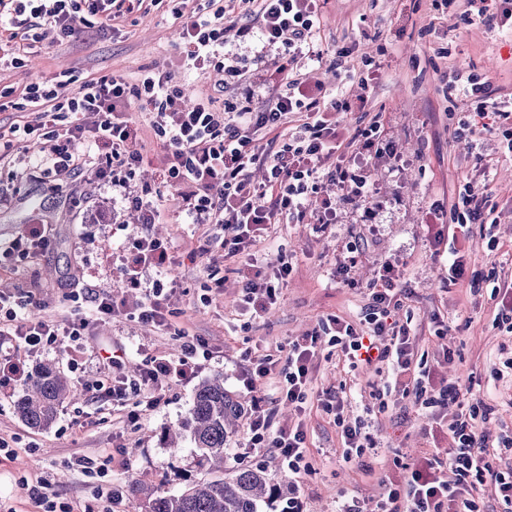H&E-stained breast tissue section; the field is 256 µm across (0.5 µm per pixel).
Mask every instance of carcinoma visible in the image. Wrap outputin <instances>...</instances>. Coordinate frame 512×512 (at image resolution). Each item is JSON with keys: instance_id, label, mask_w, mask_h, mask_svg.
Segmentation results:
<instances>
[{"instance_id": "carcinoma-1", "label": "carcinoma", "mask_w": 512, "mask_h": 512, "mask_svg": "<svg viewBox=\"0 0 512 512\" xmlns=\"http://www.w3.org/2000/svg\"><path fill=\"white\" fill-rule=\"evenodd\" d=\"M77 392L54 363L40 366L25 384L16 403L19 419L32 430L49 429L57 406ZM242 408L224 390V377L206 379L195 389L193 401L179 427L165 433L179 449L187 435L201 460L224 469V456ZM134 498L145 499L144 512H263L281 497L279 482L265 469L241 468L227 479L197 481L178 493L145 491L131 486Z\"/></svg>"}]
</instances>
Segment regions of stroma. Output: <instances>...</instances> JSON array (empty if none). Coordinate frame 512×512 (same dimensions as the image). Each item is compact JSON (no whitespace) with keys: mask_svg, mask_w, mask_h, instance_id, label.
Returning a JSON list of instances; mask_svg holds the SVG:
<instances>
[{"mask_svg":"<svg viewBox=\"0 0 512 512\" xmlns=\"http://www.w3.org/2000/svg\"><path fill=\"white\" fill-rule=\"evenodd\" d=\"M466 8L465 0H453L446 8L435 0H324L315 41L322 49L344 47L348 53L335 68L309 63L298 72L306 86L350 101L351 111L342 116L348 129L379 118L384 144L397 151L398 160L367 166L374 190L371 212L341 201L333 224L279 226V247L269 250L267 259L276 261L283 250L296 256L298 267L277 304L250 321L239 307L240 275L219 261L204 267L195 255L198 228L184 223L176 190H165L153 230L171 240L176 262L168 276L184 285L171 307L185 334L207 341L208 358L200 360L192 381L172 387L168 405L135 429L127 427L120 405L90 389V382L100 376L90 360L69 375L78 399L64 401L46 431L27 428L15 415L21 387L1 385L0 438L12 442L13 448L0 454V512H44L29 498L31 485L40 478L47 480L56 508L78 504L87 512L107 507L136 512L137 501L127 491L133 482L148 490L175 492L192 481L216 479V472L197 460L191 442L176 452L167 448L162 433L185 417L197 384L219 375L243 408H251L258 394L273 408L276 425L298 418L304 422L314 467L310 474L289 473L270 449L248 448L244 423L224 461L228 473L260 466L282 478L279 507L294 498L303 512H337L343 496L362 501L386 494L403 480L406 464L420 457L446 458L448 437L442 427L450 411L422 413L395 392L385 412L366 414L372 389L386 382L387 373L349 369L335 352L323 351L310 388L338 392L346 421L368 419L383 450L381 459L343 462L341 430L316 403L299 415L279 401L272 382H265L257 394L243 384L245 353L277 354L330 315L358 323L368 302V286L385 265L394 266L400 275L405 300L397 317L409 321L417 357L423 358L434 379L458 381L471 387L473 397L493 406L480 426L486 435L494 438L512 430V375L503 371L505 360L512 357V334L496 326L500 301L491 295L493 287L512 284V154L493 134L457 137L460 121L472 119L475 104L462 94L449 102L442 93L449 76L472 73L489 80L502 98L512 97V29L461 22L459 15ZM179 42L178 27L163 9L132 15L114 35L92 22L82 27L76 41L43 40L24 66L0 67V88L19 91L64 69L80 80L117 75L134 83L143 68L154 67L170 73L190 95L217 94L220 73L190 69ZM372 68L382 80L367 91L360 79ZM125 116L137 128V144L146 156L132 182L139 190L157 183L164 149L138 101H129ZM48 147V141L31 138L0 165V243L28 224H51L57 233L53 251L0 274V292L32 296L29 313L34 317L75 309L85 314L90 306L74 301L73 283L116 292L123 274L114 255L127 237L140 233L141 223L136 212L113 198L111 180L93 172L71 180L65 192L52 191L50 179L30 164ZM469 181L487 186L500 222L470 225L464 275L452 285L448 248L438 245L430 213ZM350 247L356 250L355 262L351 282L344 285L332 272L337 257ZM210 270L223 276L224 292L208 303L203 295ZM182 342V336L164 335L119 317L93 322L82 346L89 356L100 348L117 351L122 374L133 379L146 355L179 354ZM97 412L105 413L107 423L73 433V419ZM81 457L95 459L101 473L84 472L77 464ZM116 485L124 487L123 498L108 501Z\"/></svg>","mask_w":512,"mask_h":512,"instance_id":"1","label":"stroma"}]
</instances>
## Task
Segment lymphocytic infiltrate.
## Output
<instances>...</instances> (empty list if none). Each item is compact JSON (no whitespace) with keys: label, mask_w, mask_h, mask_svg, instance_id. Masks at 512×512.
Listing matches in <instances>:
<instances>
[{"label":"lymphocytic infiltrate","mask_w":512,"mask_h":512,"mask_svg":"<svg viewBox=\"0 0 512 512\" xmlns=\"http://www.w3.org/2000/svg\"><path fill=\"white\" fill-rule=\"evenodd\" d=\"M162 2L0 0V63L22 66L48 34L58 42L75 39L87 17L98 18L102 29L110 30L129 14L150 12ZM242 2L255 24L228 17L221 0H198L193 8L187 0H173L171 14L180 22L181 52L195 70H221L240 80L242 70L222 61L227 46L252 39L262 49H277L279 57L262 81V92L247 90L241 100L204 95L190 103L170 74L152 70L136 84L120 76L91 77L69 95L61 94L56 83H31L16 105L28 118L11 126L8 135L0 134V160L10 156L27 136H42L50 149L33 166L54 178L56 190L94 167L100 178L111 179L126 204L143 212L145 224H152L160 215L152 190L130 188L145 156L135 146L136 129L120 117L127 100L136 98L167 150L162 186L180 189L187 223L216 224L223 231L218 242L204 237L199 255L222 250L224 261L241 276L243 303L257 318L277 303L294 270L293 259L285 255L277 264H265L257 244L271 242L278 224H302L310 219L318 224L335 223L340 199L369 208L373 190L366 172L353 167L346 149L355 147L361 159L381 157L382 131L375 121L346 134L337 117L350 111V102L340 95L323 99L306 89L296 72L302 61L324 60L314 40L320 26V0ZM445 92L474 99L478 119L464 123L465 132L500 135L505 150L512 153V127L504 124L512 112L498 107L490 83L471 75L462 86L448 82ZM257 168L266 171L263 181L253 178ZM328 180L335 184L339 199L325 195ZM493 212L489 195L469 182L449 208L434 210V222L448 227L449 282H457L464 274L460 232L467 225L486 223ZM54 241L52 225L30 226L0 243V269L50 250ZM118 258L124 269L120 292L136 297L137 302L128 309L113 296L97 291L90 295L95 315H124L156 331L169 332L175 316L169 301L178 288L177 281L165 279L175 263L170 241L145 231L126 241ZM398 281L392 268L384 267L369 287L359 324L327 317L306 336L289 343L280 371H273L272 356H246L247 386L278 375L281 398L301 411L313 397L309 383L323 344L335 346L353 368L388 365L395 376V389L413 405L425 409L456 406L447 428L448 456L414 464L401 487L369 504L345 501L339 512H482L480 492L485 486L512 507V470L499 466L502 456L512 455V436L489 442L478 425L488 419L491 407L480 400L461 402L455 382L432 386L426 368L415 364L407 326L390 318L392 310L403 304ZM27 306V301L0 295V337L10 341L9 347L0 349V376L20 386L26 384L25 356L44 348L66 355L69 368L78 370L79 340L88 329V319H32L25 313ZM206 355L201 338H188L179 356H148L137 383L131 384L117 373L120 357L109 354L99 357L98 365L112 371L113 377L107 382L96 380L94 387L111 398L134 390L137 399L127 420L135 425L166 405L169 389L187 380L198 359ZM272 418L265 401L256 400L248 423L249 447L274 449L292 473H311L303 424L277 428Z\"/></svg>","instance_id":"f902f5d3"}]
</instances>
